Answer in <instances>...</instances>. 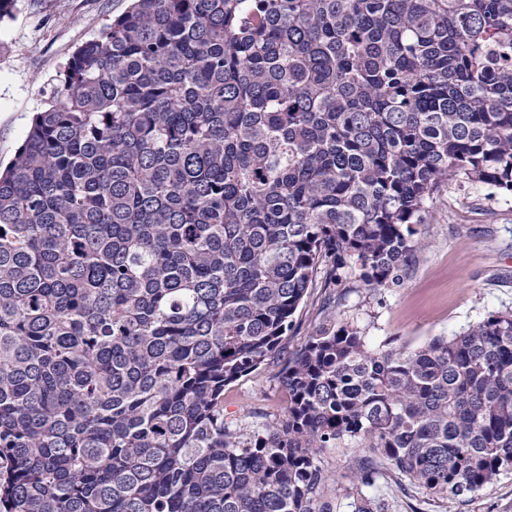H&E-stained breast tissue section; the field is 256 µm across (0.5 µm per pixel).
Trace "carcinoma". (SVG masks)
Masks as SVG:
<instances>
[{"label":"carcinoma","mask_w":512,"mask_h":512,"mask_svg":"<svg viewBox=\"0 0 512 512\" xmlns=\"http://www.w3.org/2000/svg\"><path fill=\"white\" fill-rule=\"evenodd\" d=\"M465 183L512 193V0H133L0 169V512H340L348 441L360 486L512 472V311L375 350L330 293L284 417L224 422L319 269L401 287Z\"/></svg>","instance_id":"carcinoma-1"}]
</instances>
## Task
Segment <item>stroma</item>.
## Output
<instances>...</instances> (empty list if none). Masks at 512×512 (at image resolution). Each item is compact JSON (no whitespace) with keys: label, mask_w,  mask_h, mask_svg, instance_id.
Listing matches in <instances>:
<instances>
[{"label":"stroma","mask_w":512,"mask_h":512,"mask_svg":"<svg viewBox=\"0 0 512 512\" xmlns=\"http://www.w3.org/2000/svg\"><path fill=\"white\" fill-rule=\"evenodd\" d=\"M130 0H16L0 21V163H8L42 104L44 82L85 41L124 14ZM422 232L428 240L398 288L368 289L344 279L343 309L376 347L420 345L451 336L491 312L512 310V193L480 183L442 187ZM323 288L309 289L280 351L256 373L224 388V419L252 429L277 420L288 405L280 371L319 322ZM373 493L387 512H512V473L481 491L448 501L410 484L390 464L377 465Z\"/></svg>","instance_id":"stroma-1"}]
</instances>
